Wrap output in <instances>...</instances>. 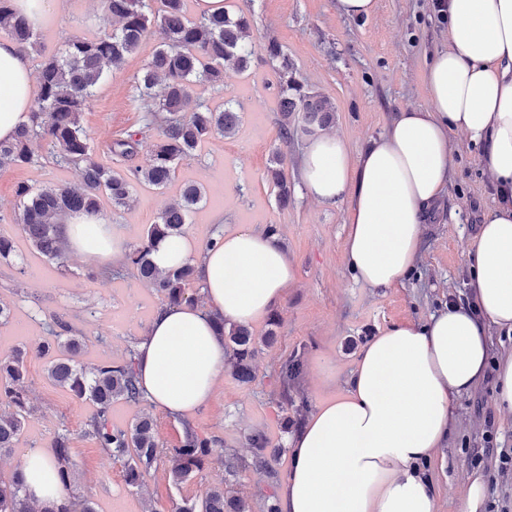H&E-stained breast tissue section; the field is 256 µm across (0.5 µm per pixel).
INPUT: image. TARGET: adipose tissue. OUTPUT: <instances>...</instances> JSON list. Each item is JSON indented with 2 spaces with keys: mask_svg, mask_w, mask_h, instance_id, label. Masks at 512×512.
Here are the masks:
<instances>
[{
  "mask_svg": "<svg viewBox=\"0 0 512 512\" xmlns=\"http://www.w3.org/2000/svg\"><path fill=\"white\" fill-rule=\"evenodd\" d=\"M422 80L426 105L396 113L364 148L334 134L311 140L302 182L313 201L345 205L355 281L390 288L417 263L424 216L453 176L450 136L464 135L496 189L469 249V296L370 339L344 389L318 401L289 437L279 512H438L420 464L447 443L453 398L484 379L490 329L512 335V0H448V46ZM32 99L29 57L0 38V141L27 123ZM60 231L71 252L98 266L123 261L125 239L100 215L70 214ZM151 259L162 271L193 264L204 294L203 305L159 309L136 343L146 398L189 418L212 400L227 364L212 313L238 324L261 319L284 301L296 268L275 235L247 227L218 231L202 248L170 236ZM24 474L39 506L65 498L48 452L30 453Z\"/></svg>",
  "mask_w": 512,
  "mask_h": 512,
  "instance_id": "1",
  "label": "adipose tissue"
}]
</instances>
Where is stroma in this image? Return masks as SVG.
I'll return each instance as SVG.
<instances>
[{
  "label": "stroma",
  "mask_w": 512,
  "mask_h": 512,
  "mask_svg": "<svg viewBox=\"0 0 512 512\" xmlns=\"http://www.w3.org/2000/svg\"><path fill=\"white\" fill-rule=\"evenodd\" d=\"M224 6L251 16L252 62L242 72L225 68L223 86L205 88L201 99L213 109L232 101L241 116L236 134H214L194 158L178 167L166 189L138 185L130 206L116 210L107 201L103 212L106 223L131 246L178 199L183 184L193 182L204 188L205 198L186 231L199 245H206L221 227H276L296 265V281L277 309V336L272 343H263L267 321L252 324L260 341L254 380L242 384L225 375L211 405L190 424L201 434L222 438L225 454L251 459L247 437L257 429L266 432L270 448L280 454L274 474L250 468L231 478L215 464L180 488L172 484L168 462L162 459L141 488L129 487L123 463L102 454L82 435L86 419L95 411L92 403L54 386L46 375L45 359L30 353L33 412L13 453L0 457V472L10 473L31 450L51 447L57 435H68L74 463L70 492L91 499L99 512H145L149 506L155 512H174L182 499L202 498L219 484L246 498L252 512H264L268 496L277 495L290 464V454L283 449L285 413L279 403L283 363L292 358L302 362L292 392L314 407L341 390L361 347L380 328L393 321L426 319L449 299H466L471 275L468 250L494 204L477 147L453 135L454 175L446 194L427 214L415 270L392 288L356 283L344 253L345 206L326 207L308 197L300 179L306 140L284 145L278 138L276 74L266 54L267 42L276 39L295 62L299 78L335 103L334 133L359 149L385 130L395 112L426 105L423 69L431 55L447 46V26L434 16L431 0H378L376 13L362 20L341 16L336 0H224ZM104 26L99 0H64L62 12L38 34L51 50L72 36H97ZM160 42L158 28L150 27L121 69L108 71L82 114L95 159L113 171H125L128 163L111 155L108 146L141 127L136 77ZM278 148L285 155L292 187V200L284 209L265 179ZM35 149L39 163L0 169V234L13 238L18 252L13 264H0V299L13 309L9 322L0 325V353L36 345L67 329L86 339L78 363L90 367L121 362L163 303L131 271L109 276L71 252L60 266L32 249L15 222L18 187L74 184L80 179L78 168L55 164L45 142H37ZM143 411L152 414L161 444L177 446L183 435L180 419L151 402L140 407L114 403L112 421L124 426ZM451 411L445 448L423 465L435 486L439 512H458L474 475L485 482L487 504L512 508V472L500 470L497 456L498 449L512 448V414L498 409L494 383L481 382L455 397ZM488 434L495 447L491 454L484 451Z\"/></svg>",
  "instance_id": "1"
}]
</instances>
